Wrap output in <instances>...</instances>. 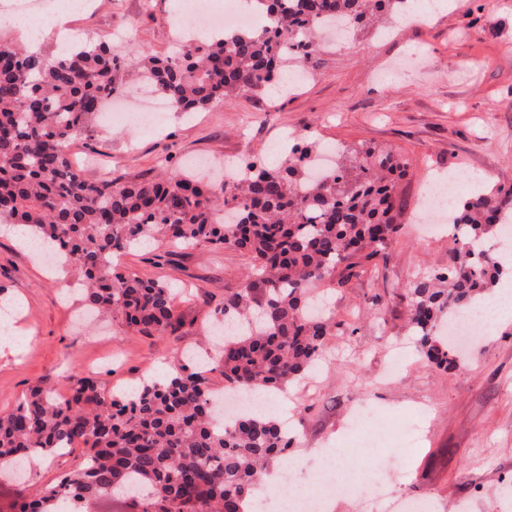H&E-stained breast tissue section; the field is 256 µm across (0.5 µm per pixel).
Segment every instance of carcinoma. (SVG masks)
<instances>
[{
  "label": "carcinoma",
  "instance_id": "cac0c4a2",
  "mask_svg": "<svg viewBox=\"0 0 512 512\" xmlns=\"http://www.w3.org/2000/svg\"><path fill=\"white\" fill-rule=\"evenodd\" d=\"M407 2L253 0L274 25L235 28L172 56L145 55L137 77L153 82L177 111L211 109L271 85L290 49L295 64L311 62L327 18L358 24L401 14ZM123 76V54L102 41L44 55L0 40V223L29 227L38 243H59L58 257L81 278L85 305L122 317L141 336L176 331L175 290L117 271L112 254L160 239L248 255L252 276L224 291L216 311L245 327L213 344L210 359L228 390L286 388L318 365L331 330L330 319L308 311V288L341 266L352 276L357 256L385 255L401 228L398 184L410 160L364 146L312 180L301 165L311 146L297 143L277 166H245L224 184V207L236 222L223 224L213 198L190 177L91 180L70 167L71 145L91 138V118L104 98L122 92ZM502 224H512V187L462 202L448 265L409 288L415 335L440 367L455 359L439 324L491 296L508 274L482 248ZM213 404L207 371L183 364L161 380L141 379L130 394L111 395L98 378L80 374L63 397L32 387L0 414V460L60 453L74 440L86 459L15 503V512H62L63 495L85 501L87 512L107 495L127 512H245L261 473L286 456L291 440L271 415L225 421L214 418Z\"/></svg>",
  "mask_w": 512,
  "mask_h": 512
}]
</instances>
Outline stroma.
Masks as SVG:
<instances>
[{
    "instance_id": "35a3bbf8",
    "label": "stroma",
    "mask_w": 512,
    "mask_h": 512,
    "mask_svg": "<svg viewBox=\"0 0 512 512\" xmlns=\"http://www.w3.org/2000/svg\"><path fill=\"white\" fill-rule=\"evenodd\" d=\"M175 16L174 0H90L69 24L80 38H97L132 61L144 51L176 52ZM131 21L138 36L127 42L122 34ZM92 130V139L71 147L74 160L93 158L83 170L87 178L140 182L158 173L164 156L176 166L204 158L214 170L200 180L215 195L225 159L276 165L292 136L348 152L390 147L409 157L399 184L404 231L385 259L357 277L334 273L318 287L335 321L329 353L275 412L288 418L292 440L275 468L292 473L301 489L315 485L321 469L345 473L348 487L330 499L329 512H361L364 488L376 476L391 480L397 496L427 500L430 512H512V497L499 493L512 486V324L481 337L445 370L420 351L406 293L418 273L447 265L453 246L447 231L415 229L428 182L440 173L473 172L482 190L512 186V0H452L445 14L426 22L354 27L345 41L326 44L313 76L285 96L248 91L216 109L167 113L157 130L108 128L97 118ZM118 266L179 289L176 336H138L117 319L79 322L80 294L62 295L69 274L47 273L0 232V291L21 301L17 324L26 337L17 349L0 351V413L42 383L67 392L77 371L94 370L117 392L169 368L201 346L225 290L252 270L250 259L230 247L174 252L156 243L122 254ZM395 343L407 355L400 375L388 377ZM423 400L429 408L418 446L400 453L385 428ZM359 404L371 413L361 430L350 425ZM80 455H55L29 477L0 481V512L53 483Z\"/></svg>"
}]
</instances>
